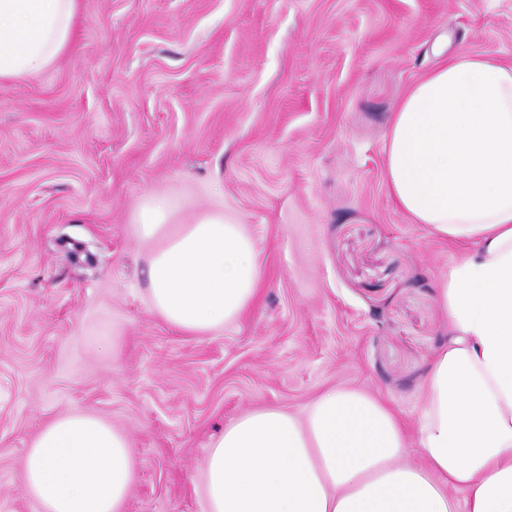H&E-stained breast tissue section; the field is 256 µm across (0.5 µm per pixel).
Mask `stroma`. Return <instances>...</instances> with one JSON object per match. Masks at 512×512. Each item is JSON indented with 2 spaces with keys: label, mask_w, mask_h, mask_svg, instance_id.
Returning a JSON list of instances; mask_svg holds the SVG:
<instances>
[{
  "label": "stroma",
  "mask_w": 512,
  "mask_h": 512,
  "mask_svg": "<svg viewBox=\"0 0 512 512\" xmlns=\"http://www.w3.org/2000/svg\"><path fill=\"white\" fill-rule=\"evenodd\" d=\"M512 64V0H79L73 43L0 81V512L75 409L130 439L122 512H208L204 463L255 408L361 389L416 437L465 246L384 185V135L441 58ZM256 240V305L204 336L153 309L150 199Z\"/></svg>",
  "instance_id": "1"
}]
</instances>
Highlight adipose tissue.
<instances>
[{
  "label": "adipose tissue",
  "instance_id": "1",
  "mask_svg": "<svg viewBox=\"0 0 512 512\" xmlns=\"http://www.w3.org/2000/svg\"><path fill=\"white\" fill-rule=\"evenodd\" d=\"M78 0H0V80L49 67L69 46ZM389 194L413 223L467 244L436 289L448 338L428 363L417 446L386 405L331 389L304 415L249 411L205 462L209 512H512V65L461 53L432 67L385 135ZM146 202L150 301L171 328L210 333L257 298L258 246L205 213ZM128 437L82 410L47 424L24 460L43 512H121L134 476Z\"/></svg>",
  "mask_w": 512,
  "mask_h": 512
}]
</instances>
